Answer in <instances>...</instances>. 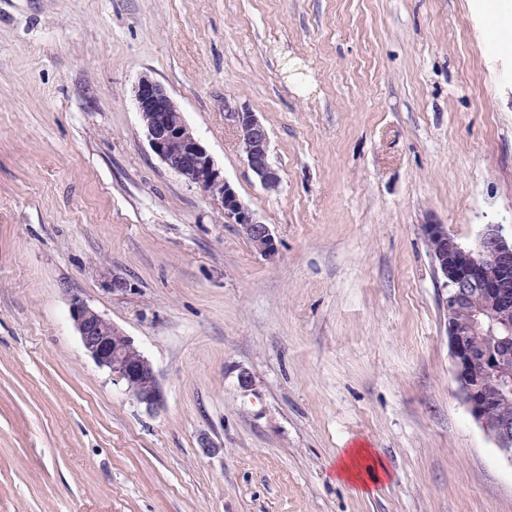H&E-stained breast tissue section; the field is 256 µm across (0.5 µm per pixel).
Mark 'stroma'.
<instances>
[{
    "instance_id": "1",
    "label": "stroma",
    "mask_w": 512,
    "mask_h": 512,
    "mask_svg": "<svg viewBox=\"0 0 512 512\" xmlns=\"http://www.w3.org/2000/svg\"><path fill=\"white\" fill-rule=\"evenodd\" d=\"M488 23L483 0H0V512H512L423 231L512 236ZM144 74L275 257L153 153ZM76 297L151 361L154 410L87 355ZM360 446L388 470L366 489L336 478ZM226 116L236 129L247 167L266 190H277L280 176L269 161L270 140L266 125L256 112L248 109L227 106Z\"/></svg>"
}]
</instances>
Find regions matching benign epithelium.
Returning a JSON list of instances; mask_svg holds the SVG:
<instances>
[{"mask_svg":"<svg viewBox=\"0 0 512 512\" xmlns=\"http://www.w3.org/2000/svg\"><path fill=\"white\" fill-rule=\"evenodd\" d=\"M149 145L163 165L187 182L220 200L224 220L236 224L253 249L265 258L277 247L270 227L240 199L235 188L219 178L206 147L186 122L167 89L145 74L134 90ZM247 167L260 184L275 191L278 171L269 161L270 140L258 115L227 107ZM434 273L448 290V341L456 390L471 417L512 462V238L488 224L476 245L466 248L445 224L424 225ZM71 318L86 353L122 381L146 409L161 400L158 375L150 360L122 329L75 298ZM486 334L492 344L474 347L471 337Z\"/></svg>","mask_w":512,"mask_h":512,"instance_id":"obj_1","label":"benign epithelium"}]
</instances>
